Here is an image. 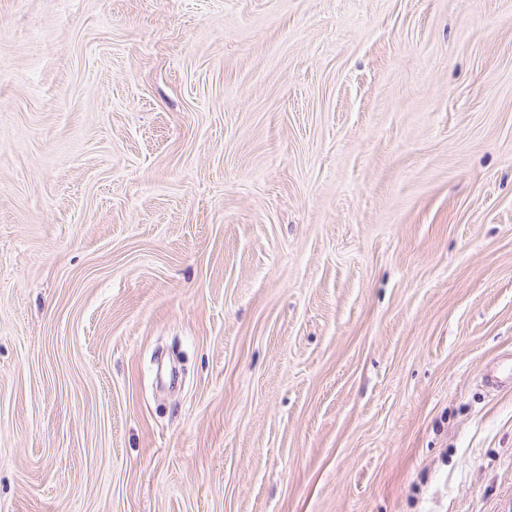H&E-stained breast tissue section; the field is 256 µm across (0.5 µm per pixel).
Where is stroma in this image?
Masks as SVG:
<instances>
[{"label":"stroma","mask_w":512,"mask_h":512,"mask_svg":"<svg viewBox=\"0 0 512 512\" xmlns=\"http://www.w3.org/2000/svg\"><path fill=\"white\" fill-rule=\"evenodd\" d=\"M494 366L512 0H0V512H512Z\"/></svg>","instance_id":"obj_1"}]
</instances>
